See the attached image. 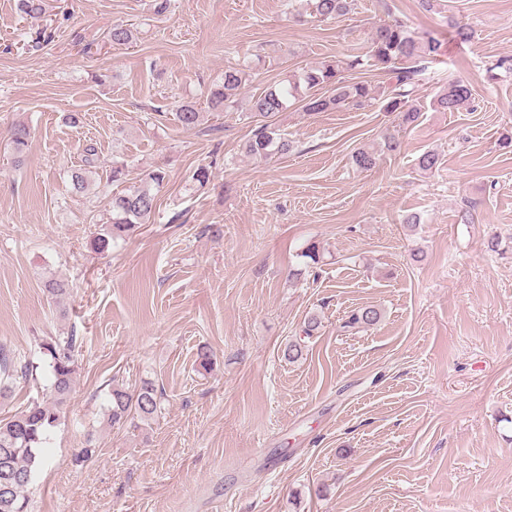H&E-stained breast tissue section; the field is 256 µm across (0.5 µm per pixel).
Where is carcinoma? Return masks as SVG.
<instances>
[{"mask_svg":"<svg viewBox=\"0 0 512 512\" xmlns=\"http://www.w3.org/2000/svg\"><path fill=\"white\" fill-rule=\"evenodd\" d=\"M354 0H303V7L295 10L293 19L304 22L311 17L324 21L347 15ZM19 11L28 19L40 22L46 18L48 0H17ZM107 40L113 45H130L135 40L133 28L124 24L112 26ZM441 43L434 37H416L395 17L383 19L373 26L370 46L365 55H347L319 66H306L288 78L267 85L262 91L247 98L248 110L256 118L245 144L246 153L254 158L271 159L285 155L292 149V141L276 125L278 114L288 111L290 102H299L310 113L339 110L345 107L361 108L372 99V89L362 82L347 80L346 73L369 65L392 75L390 90L382 100L386 112L397 114L400 124L418 121L421 109L414 104L413 94L419 85L426 63L440 56ZM248 73L241 67L224 69L222 82L209 92L207 103L214 112H224L239 103ZM472 89L461 81H450L435 96L432 106L440 112H457L472 101ZM177 120L185 130L194 128L200 120V111L193 101L175 104ZM29 131L19 124L11 131V147L15 159L26 153ZM97 161L93 145L84 149V166L72 170L71 191L85 194L90 190L86 167ZM354 164L369 170L376 164V151L359 148L353 154ZM167 178L162 167L141 174L139 180L109 201V221L96 235L92 248L104 253L119 238L138 224L149 220L157 206L156 190ZM381 318L375 307L357 308L351 312L344 326H371ZM51 374V397L34 400L24 410L6 420H0V512H28L26 488L43 459V448L51 431L57 426L62 406L74 384V352L76 336H51L40 343ZM33 375V366L10 349L0 348V397L7 398L14 386ZM160 406L157 389L144 381L133 390L114 385L109 392L108 419L118 425L136 417L151 420Z\"/></svg>","mask_w":512,"mask_h":512,"instance_id":"1","label":"carcinoma"}]
</instances>
